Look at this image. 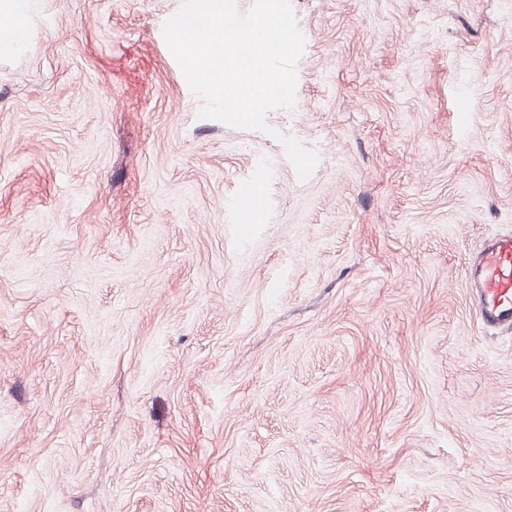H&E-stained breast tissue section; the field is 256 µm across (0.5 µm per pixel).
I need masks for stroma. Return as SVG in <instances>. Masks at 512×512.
Wrapping results in <instances>:
<instances>
[{"label": "stroma", "mask_w": 512, "mask_h": 512, "mask_svg": "<svg viewBox=\"0 0 512 512\" xmlns=\"http://www.w3.org/2000/svg\"><path fill=\"white\" fill-rule=\"evenodd\" d=\"M182 3L0 58V512H512V0H291L304 181L200 117ZM466 280L485 328L512 330V234L486 237L467 262Z\"/></svg>", "instance_id": "35a3bbf8"}]
</instances>
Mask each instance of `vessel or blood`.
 Segmentation results:
<instances>
[{
  "instance_id": "vessel-or-blood-1",
  "label": "vessel or blood",
  "mask_w": 512,
  "mask_h": 512,
  "mask_svg": "<svg viewBox=\"0 0 512 512\" xmlns=\"http://www.w3.org/2000/svg\"><path fill=\"white\" fill-rule=\"evenodd\" d=\"M466 280L485 328L512 330V234L486 237L467 262Z\"/></svg>"
}]
</instances>
